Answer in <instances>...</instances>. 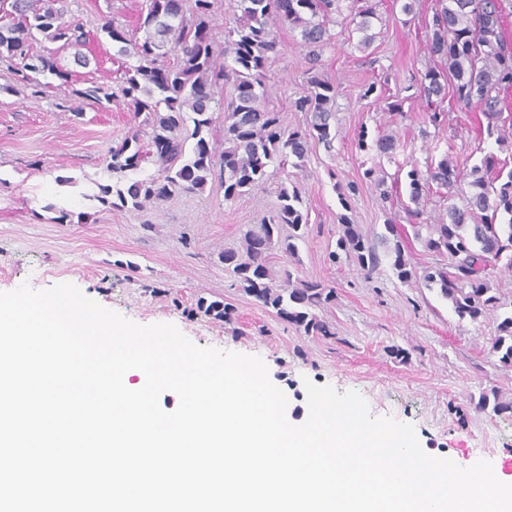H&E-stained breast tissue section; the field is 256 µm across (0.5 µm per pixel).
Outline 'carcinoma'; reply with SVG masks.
Instances as JSON below:
<instances>
[{"label": "carcinoma", "instance_id": "cac0c4a2", "mask_svg": "<svg viewBox=\"0 0 512 512\" xmlns=\"http://www.w3.org/2000/svg\"><path fill=\"white\" fill-rule=\"evenodd\" d=\"M242 18L228 30L224 39V67L214 64L212 40V0H193L191 18H186L184 0H147L146 12L138 17L137 29L145 32L140 41L125 27L114 22L102 31L119 44L118 53L134 59L125 66L123 80L113 89L92 84L72 90L76 97L104 106L122 103L135 117H143L150 127L147 143L135 132L112 148L103 161L112 181L99 185L93 199L110 209L140 212L147 205L166 200L176 192H196L219 175L224 200L230 201L266 184L270 168L290 165L305 167L314 138L327 149L336 137V84L322 78L321 57L330 43L329 22L342 14L344 0H238ZM360 3L356 30L363 33L359 45L368 48L372 20L378 18L374 0ZM512 7V0H436L432 23L425 31L429 58L448 64L444 72L429 65L419 75L417 90L425 103L429 122L436 128L448 122L440 105L448 96V78H453L458 106L480 112L479 134L494 140L498 152H487L465 170L449 156L427 165L426 173L413 167L406 173L408 198L415 205L408 215L419 220L420 205L433 193L451 194L458 183L467 181L469 191L463 204H451L446 216L428 224L412 225L414 235L423 239L426 249L448 258V267H427L422 273L410 266L397 242L391 267L397 278L408 282L422 276L426 286L438 287L450 301L459 318L478 320L489 311H502L497 335L492 341L499 360L512 366V303L504 304L492 288L493 270H512V113L503 115L500 93L512 89V43L499 34L500 20ZM63 0H10L0 8V60H19L13 67L15 92L29 90L40 96L50 83L37 76L46 73L67 83L69 74L51 54L33 51L35 33L59 44L62 49H79L89 37L83 26L65 17ZM299 32L307 50L309 78L307 93L295 108L311 115L308 128L290 131L280 113L265 101L266 72L271 57L277 55V29ZM233 80L235 96L224 108V149L213 142V88ZM192 123L190 133L182 130ZM359 148L372 149L390 161L404 148L401 138L382 132L370 140L367 131L359 134ZM153 157L157 174L135 178L132 173ZM363 179L379 191L383 200L391 198L385 176L373 168ZM358 186L338 189V200L345 213L339 217L342 234L336 241L332 259L340 255L372 273L381 257L369 237L346 214L350 198ZM279 205L274 213L243 231L242 250L218 254L230 287L238 288L265 308H271L283 321L306 334L329 336L328 325L314 310L335 300L334 289L320 282L300 280L286 270L279 278L269 266V256L277 250L289 261H298V241L309 224L308 210L297 187L280 185ZM287 236H282L283 227ZM201 311L215 320L228 322L232 309L224 298L198 299ZM492 407L497 414H512V402L498 396L480 397L478 407Z\"/></svg>", "mask_w": 512, "mask_h": 512}]
</instances>
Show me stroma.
Returning a JSON list of instances; mask_svg holds the SVG:
<instances>
[{"label": "stroma", "instance_id": "35a3bbf8", "mask_svg": "<svg viewBox=\"0 0 512 512\" xmlns=\"http://www.w3.org/2000/svg\"><path fill=\"white\" fill-rule=\"evenodd\" d=\"M142 0H65L68 18L90 34L83 52L89 67L75 64L73 50L57 52L73 86L120 79L124 61L118 44L101 32L107 21L135 26ZM434 0H418L404 14L401 0H379L372 24L374 41L359 48L360 33L346 20L330 23L332 40L322 54L321 75L335 83L336 138L332 149L313 144L305 169L285 167L267 184L228 201L219 180L205 189L178 193L143 212L117 211L94 201L109 174L103 159L112 147L139 128L131 112L98 107L55 88L27 97L10 92L0 63V292L22 284L46 289L70 283L88 298L141 325L174 324L193 344L261 358L270 380L288 397L286 416L299 425L308 417L304 380L354 390L375 417L412 424L425 453L452 459L462 467L491 462L495 476L512 480V414L481 410L482 394L512 400V367L504 366L491 344L499 316L459 319L438 289L422 279L399 281L389 261L372 274L356 263L330 262L341 233L338 190L360 185L347 211L372 242L394 221L404 254L414 268L440 264L412 232L404 211L407 194L382 205L374 187L363 182L365 169L386 180L399 169H426L431 160L451 154L465 167L481 151L475 110L448 100V125L435 132L413 85L430 60L425 50V19ZM298 32L281 28L279 54L266 78L268 107L281 113L291 130L305 129L307 113L295 101L307 92L306 50ZM388 70L383 99L364 97L367 86ZM72 86V87H73ZM402 99L403 120L391 123L387 100ZM393 128L407 148L395 161L360 150V130L376 135ZM298 187L309 213L299 259L287 262L272 253L274 274L324 283L336 291L318 309L329 335L305 334L273 310L232 288L218 260L224 250L242 245L245 225L258 223L278 205L280 185ZM72 212L70 222L54 219ZM223 297L231 322L212 319L197 307L201 297Z\"/></svg>", "mask_w": 512, "mask_h": 512}]
</instances>
